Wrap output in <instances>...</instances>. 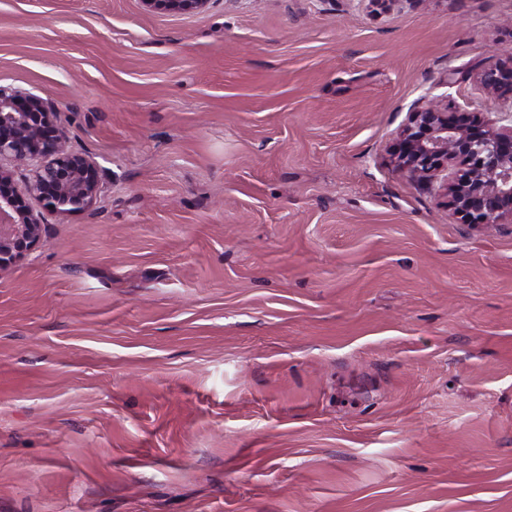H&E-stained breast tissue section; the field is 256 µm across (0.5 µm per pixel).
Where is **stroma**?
<instances>
[{
  "label": "stroma",
  "mask_w": 512,
  "mask_h": 512,
  "mask_svg": "<svg viewBox=\"0 0 512 512\" xmlns=\"http://www.w3.org/2000/svg\"><path fill=\"white\" fill-rule=\"evenodd\" d=\"M511 53L512 0H0L101 186L0 273V512H512V223L387 152ZM209 1L210 0H142V3L149 10L160 8L172 12L200 13L206 10Z\"/></svg>",
  "instance_id": "35a3bbf8"
}]
</instances>
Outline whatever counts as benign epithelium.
Wrapping results in <instances>:
<instances>
[{
	"label": "benign epithelium",
	"mask_w": 512,
	"mask_h": 512,
	"mask_svg": "<svg viewBox=\"0 0 512 512\" xmlns=\"http://www.w3.org/2000/svg\"><path fill=\"white\" fill-rule=\"evenodd\" d=\"M209 0H142L172 12L206 10ZM490 97L512 95V53L476 73ZM497 126L480 114L436 100L414 103L389 147L396 169L429 184L445 176V205L463 224L512 223V113ZM30 164L23 187L8 164ZM98 195V169L69 151L57 111L39 95L0 87V271L11 267L41 241L34 197L52 212L67 215L90 208Z\"/></svg>",
	"instance_id": "obj_1"
}]
</instances>
